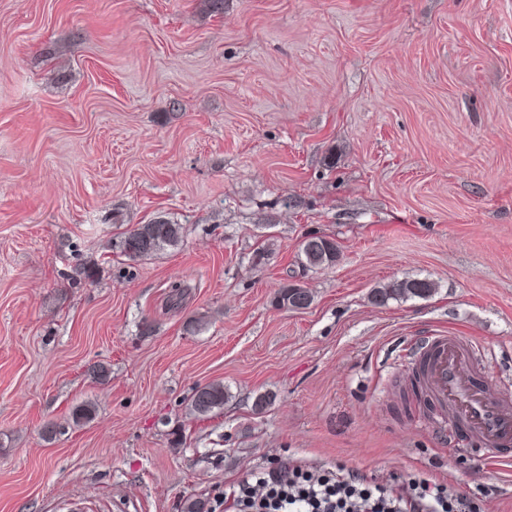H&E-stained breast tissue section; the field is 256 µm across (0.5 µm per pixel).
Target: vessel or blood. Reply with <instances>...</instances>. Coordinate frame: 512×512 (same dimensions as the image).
I'll use <instances>...</instances> for the list:
<instances>
[{
  "instance_id": "1",
  "label": "vessel or blood",
  "mask_w": 512,
  "mask_h": 512,
  "mask_svg": "<svg viewBox=\"0 0 512 512\" xmlns=\"http://www.w3.org/2000/svg\"><path fill=\"white\" fill-rule=\"evenodd\" d=\"M426 345L436 401L462 417L470 432L489 446L512 442V403L491 396V376L477 378L472 344L454 334H436Z\"/></svg>"
}]
</instances>
